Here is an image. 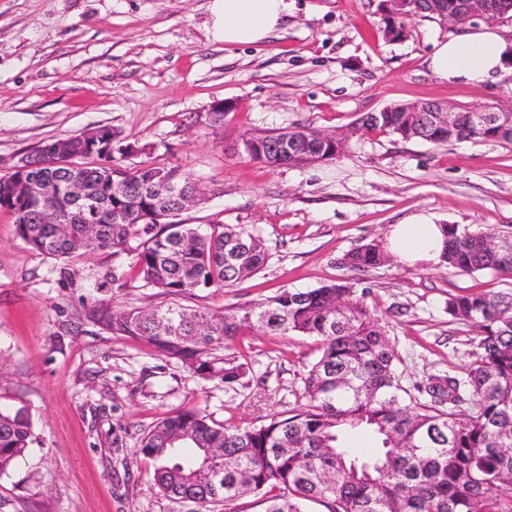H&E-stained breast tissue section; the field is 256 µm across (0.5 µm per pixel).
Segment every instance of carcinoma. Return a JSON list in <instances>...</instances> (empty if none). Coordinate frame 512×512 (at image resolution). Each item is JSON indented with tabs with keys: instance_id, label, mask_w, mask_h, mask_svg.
<instances>
[{
	"instance_id": "obj_1",
	"label": "carcinoma",
	"mask_w": 512,
	"mask_h": 512,
	"mask_svg": "<svg viewBox=\"0 0 512 512\" xmlns=\"http://www.w3.org/2000/svg\"><path fill=\"white\" fill-rule=\"evenodd\" d=\"M391 41L406 33L408 18L382 11ZM389 132L403 140L433 144L461 140L512 146V135L488 126L475 129L470 113L441 128L431 112H379L360 117L349 137ZM243 152L271 167L288 158L271 154L280 136L245 132ZM112 155L98 150V165L73 170L63 165L51 140L30 160L31 169L0 176V205L13 215L17 236L31 249L62 263L110 249L131 256L144 286L173 298L163 308L114 313L101 306L90 320L116 335L139 339L203 380L240 382L248 364L224 353L226 342L249 331L315 336L320 355L304 380L306 401L286 415L259 425L217 424L198 409L181 410L157 423L136 454L153 463V480L165 494L203 507L230 505L257 496L264 512H304L325 503L329 512H512V291L448 295L451 320L477 326L466 377L429 378L431 400L409 398L396 370L397 353L371 314L355 283L338 280L307 291L284 290L232 311L186 308L176 299L200 289L231 287L266 262L261 239L230 225L203 229L179 220L183 199L204 193L201 185L172 166L125 165L129 145L112 132ZM78 177L94 217L87 233L77 207L59 210L57 222L42 221L44 204L18 191L35 178L66 186ZM443 264L457 272L512 276V235H493L444 225ZM386 255L375 243L342 259L354 270L377 268ZM469 408L457 411L460 391ZM368 432L379 442L359 454L353 439ZM29 416L0 406V474L32 443Z\"/></svg>"
}]
</instances>
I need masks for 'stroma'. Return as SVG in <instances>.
I'll return each instance as SVG.
<instances>
[{
	"label": "stroma",
	"mask_w": 512,
	"mask_h": 512,
	"mask_svg": "<svg viewBox=\"0 0 512 512\" xmlns=\"http://www.w3.org/2000/svg\"><path fill=\"white\" fill-rule=\"evenodd\" d=\"M379 3L288 0L282 28L257 44L227 45L208 32V0H0V176L43 142L110 126L142 148L128 165L176 166L202 183L204 199L184 222L237 225L264 243L258 273L184 296L183 305L219 312L353 280L397 351L404 387L462 374L476 330L449 319V295L512 291L511 278L395 260L357 271L341 259L385 245L393 225L419 213L512 232L511 146L368 131L336 159L279 167L234 148L248 130L342 131L396 104L512 102L511 70L480 86L431 73L429 56L456 27L418 16L391 42ZM217 99L236 109L213 130L205 118ZM130 263L102 250L73 260L60 280L58 261L26 246L0 211V405L26 408L34 429L25 457L0 474V512H197L164 494L151 461L136 455L153 426L190 408L247 426L303 403L316 338L236 337L226 352L251 371L229 387L91 323L102 305L168 304ZM112 270L123 272L120 284L104 281Z\"/></svg>",
	"instance_id": "stroma-1"
}]
</instances>
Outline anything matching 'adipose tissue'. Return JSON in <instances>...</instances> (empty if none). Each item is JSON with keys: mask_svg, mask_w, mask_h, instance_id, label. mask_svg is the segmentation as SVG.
I'll return each mask as SVG.
<instances>
[{"mask_svg": "<svg viewBox=\"0 0 512 512\" xmlns=\"http://www.w3.org/2000/svg\"><path fill=\"white\" fill-rule=\"evenodd\" d=\"M210 33L228 45L254 44L278 30L288 13L286 0H210ZM512 62V38L486 27L454 35L438 44L428 66L438 79L472 85L486 83ZM445 236L439 224L417 214L395 225L388 250L408 265H437L442 261Z\"/></svg>", "mask_w": 512, "mask_h": 512, "instance_id": "ef3b65f1", "label": "adipose tissue"}]
</instances>
